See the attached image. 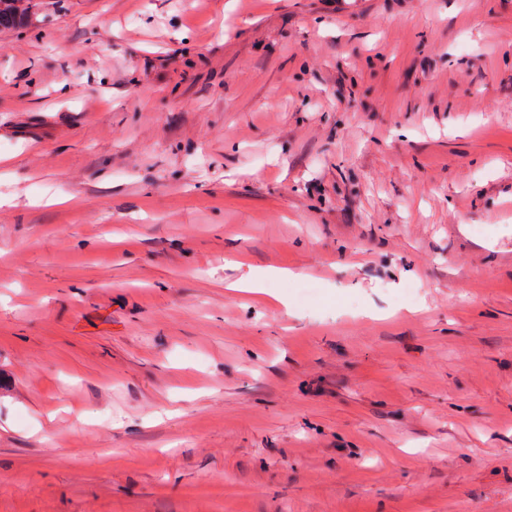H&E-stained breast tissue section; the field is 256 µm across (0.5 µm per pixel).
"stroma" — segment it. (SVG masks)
<instances>
[{"label": "stroma", "mask_w": 512, "mask_h": 512, "mask_svg": "<svg viewBox=\"0 0 512 512\" xmlns=\"http://www.w3.org/2000/svg\"><path fill=\"white\" fill-rule=\"evenodd\" d=\"M28 6L0 512H512V0Z\"/></svg>", "instance_id": "1"}]
</instances>
